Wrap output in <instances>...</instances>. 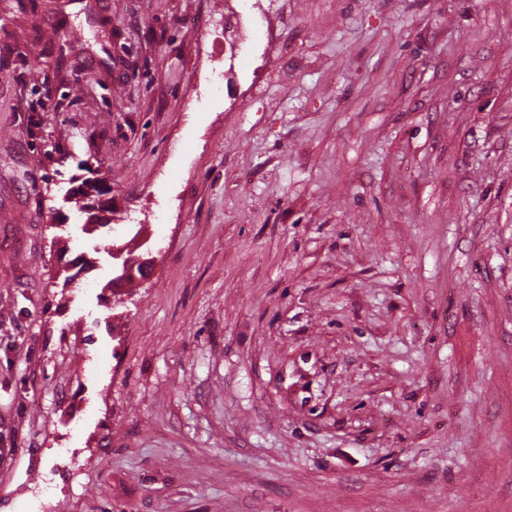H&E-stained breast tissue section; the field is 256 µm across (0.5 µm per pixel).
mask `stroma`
Listing matches in <instances>:
<instances>
[{
  "label": "stroma",
  "instance_id": "1",
  "mask_svg": "<svg viewBox=\"0 0 512 512\" xmlns=\"http://www.w3.org/2000/svg\"><path fill=\"white\" fill-rule=\"evenodd\" d=\"M5 157L0 512H512V0H0ZM112 192V186L109 185V189H105L103 191H99L96 196V199L92 198L88 195L83 189L82 186H79L78 192L74 195L76 201V205L78 206V210L80 213L86 215V219L84 221V230L87 231L88 227H96L99 224L104 225V223L100 222V213L109 209L112 204V196L107 198L106 200H102L101 196L106 195Z\"/></svg>",
  "mask_w": 512,
  "mask_h": 512
}]
</instances>
